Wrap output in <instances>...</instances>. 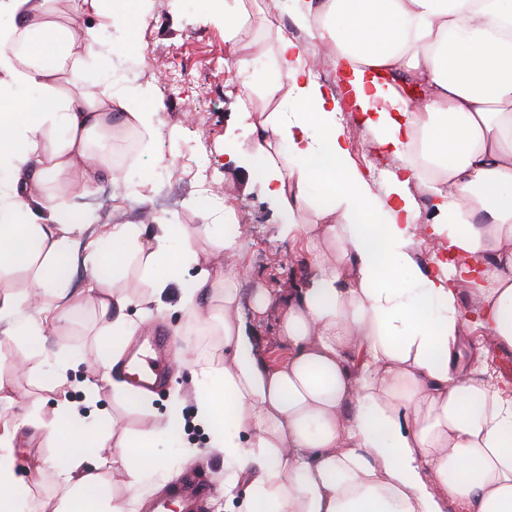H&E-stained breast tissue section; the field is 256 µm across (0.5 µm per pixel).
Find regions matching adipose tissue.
Masks as SVG:
<instances>
[{
  "mask_svg": "<svg viewBox=\"0 0 512 512\" xmlns=\"http://www.w3.org/2000/svg\"><path fill=\"white\" fill-rule=\"evenodd\" d=\"M147 0H75L98 27L75 32L57 0H0V277L21 292H0V334L42 336L69 313L61 272L77 259L100 261L112 242V269L138 258L151 290L133 297L94 279L100 323L112 338L83 405L61 402L51 421L0 419V458L23 427L44 430L68 458L64 492L51 512H123L99 463L90 461L69 422L84 421L98 381L135 394L123 358L141 322L180 281L189 327L220 336L200 376L193 421L208 426L207 450L224 458V499L241 512H512V392L464 328L512 348V5L507 0H295V26L331 48L347 96L373 147L396 159L375 194L351 163L340 101L316 81L303 45L277 32V79L292 112H269L252 127L254 174L288 217L281 231L312 255L307 278L272 295L258 290L245 311L237 288L244 265L211 273L213 251L172 224H110L86 236L91 214L64 212L52 178L79 173L83 192L105 181L120 197L129 186L94 138L134 131L161 134L162 103L131 110L124 96L80 80L91 53L111 64L101 31L121 27L136 40L135 11ZM23 43L26 54L10 52ZM27 91L18 101L17 91ZM432 223L418 225L420 201ZM313 213L314 223L304 220ZM438 243L443 260L422 267L415 239ZM420 282L395 288L396 270ZM44 302L22 318L25 298ZM139 306V318L128 309ZM277 308L282 360L263 355L252 314ZM235 425L232 433L223 432Z\"/></svg>",
  "mask_w": 512,
  "mask_h": 512,
  "instance_id": "obj_1",
  "label": "adipose tissue"
}]
</instances>
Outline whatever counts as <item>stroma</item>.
Instances as JSON below:
<instances>
[{"instance_id": "35a3bbf8", "label": "stroma", "mask_w": 512, "mask_h": 512, "mask_svg": "<svg viewBox=\"0 0 512 512\" xmlns=\"http://www.w3.org/2000/svg\"><path fill=\"white\" fill-rule=\"evenodd\" d=\"M224 2V11L219 12L201 7L200 0H150L136 19L138 30L150 32L148 47L139 51L142 65H133L116 54L112 68L92 61L84 70V79L126 93L134 108L144 105V91L164 99L166 84L176 77L182 80L179 96L164 106V135L139 140L125 165L133 191L146 198L145 207L128 204L118 212L109 210L105 204L96 203L93 194L80 191V178L74 173L56 176L50 191L63 211H90L100 221L112 224L140 223L143 210H150L156 221L179 225L181 233L202 248L208 245L203 233L207 224L213 225L215 233L236 238L239 251L235 261L250 268L249 278L239 285L242 299L248 304L257 289L274 293L298 280L311 256L281 237L285 217L268 199L262 182L254 178L248 161L256 116L294 109L286 96L271 99L262 91L275 76V33L258 29L242 41L240 52L250 61L249 77L256 89L249 99H241L240 76L224 71L229 52L224 15H253L265 12L266 7L263 0ZM343 123L350 137L352 160L368 174L374 191L382 192L394 159L368 148L354 113L344 112ZM197 141L206 151V172L162 167L169 150ZM147 171L152 178L145 183L141 176ZM63 277L74 294L67 324L38 339L0 335V386L11 396L10 401L0 402L2 417L36 414L54 418L57 404L80 398L88 367L112 349L111 337L100 333L98 298L86 287L88 269L79 264ZM179 295L178 285H171L165 298L169 309L155 323L169 332L170 351H182L185 361L175 365L165 386L155 392L153 407L160 413L177 407L183 418L181 429L172 437H155L152 456L134 459L125 457L115 444L102 448L95 439L87 441L89 458L105 461L108 490L125 512H152L154 504L166 499L175 480L197 473L214 488L207 512H225L223 457L189 455L190 449L205 447L210 437L209 430L192 422L195 393L206 386L205 381L194 378L193 371L206 348L203 341L174 335V328L184 322ZM63 363L70 364L71 369L67 384L61 385L56 376ZM96 404L105 416L88 419V429L108 432L113 419L130 437L149 429V415L130 397L116 393L110 384L99 383ZM157 456L163 459V468H154ZM14 458V469L21 478L17 490L19 512H42L45 504L61 497L55 474L66 467L67 460L51 438L27 431L17 443ZM133 469L142 471L141 479H131L129 472Z\"/></svg>"}]
</instances>
